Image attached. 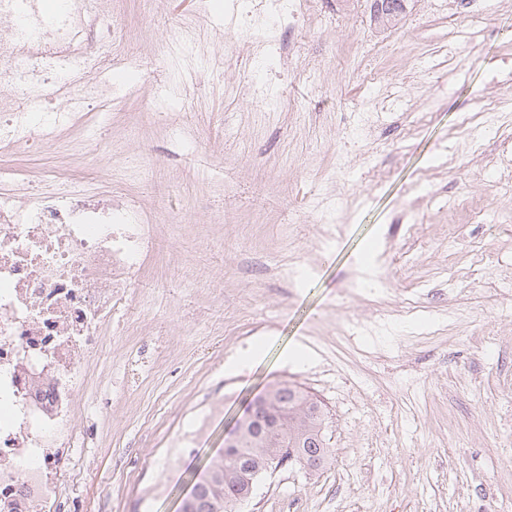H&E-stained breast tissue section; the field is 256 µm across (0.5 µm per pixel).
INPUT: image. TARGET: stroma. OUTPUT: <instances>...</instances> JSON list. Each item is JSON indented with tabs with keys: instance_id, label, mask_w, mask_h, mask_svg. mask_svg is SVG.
<instances>
[{
	"instance_id": "1",
	"label": "stroma",
	"mask_w": 512,
	"mask_h": 512,
	"mask_svg": "<svg viewBox=\"0 0 512 512\" xmlns=\"http://www.w3.org/2000/svg\"><path fill=\"white\" fill-rule=\"evenodd\" d=\"M224 3L112 0L128 80L77 175L156 241L84 397L75 512H180L284 380L331 456L241 512H512V0H408L386 26L309 0L260 67ZM183 26L202 39L166 58Z\"/></svg>"
}]
</instances>
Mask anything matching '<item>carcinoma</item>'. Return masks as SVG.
<instances>
[{
    "label": "carcinoma",
    "instance_id": "obj_1",
    "mask_svg": "<svg viewBox=\"0 0 512 512\" xmlns=\"http://www.w3.org/2000/svg\"><path fill=\"white\" fill-rule=\"evenodd\" d=\"M325 412L302 387L288 381L266 388L260 404L239 429L233 453L220 452L194 483L182 512H235L252 488L236 473L252 477L273 458L293 454L314 470L330 457Z\"/></svg>",
    "mask_w": 512,
    "mask_h": 512
}]
</instances>
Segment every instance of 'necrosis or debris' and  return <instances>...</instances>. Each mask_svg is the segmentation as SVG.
<instances>
[{
    "mask_svg": "<svg viewBox=\"0 0 512 512\" xmlns=\"http://www.w3.org/2000/svg\"><path fill=\"white\" fill-rule=\"evenodd\" d=\"M305 0H267L249 24L254 51L275 42ZM58 24L33 39L38 10L0 0V155L39 142L87 160L78 132L105 85L83 63L99 48L112 65L105 19L112 0H56ZM44 109L23 111L30 97ZM155 239L124 193L90 196L52 169L0 190V512H64L87 476L73 460L81 398L112 305L123 299Z\"/></svg>",
    "mask_w": 512,
    "mask_h": 512,
    "instance_id": "4bbe7bcc",
    "label": "necrosis or debris"
}]
</instances>
